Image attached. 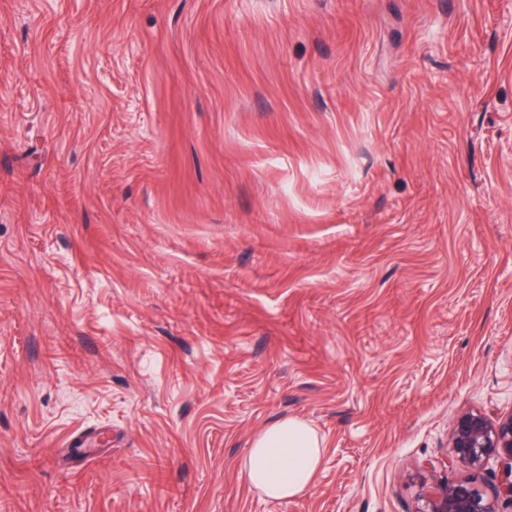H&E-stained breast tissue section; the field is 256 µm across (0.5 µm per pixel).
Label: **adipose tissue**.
<instances>
[{
    "label": "adipose tissue",
    "instance_id": "obj_1",
    "mask_svg": "<svg viewBox=\"0 0 512 512\" xmlns=\"http://www.w3.org/2000/svg\"><path fill=\"white\" fill-rule=\"evenodd\" d=\"M322 454L314 429L302 419L287 417L255 435L244 469L250 484L267 497L294 498L311 484Z\"/></svg>",
    "mask_w": 512,
    "mask_h": 512
}]
</instances>
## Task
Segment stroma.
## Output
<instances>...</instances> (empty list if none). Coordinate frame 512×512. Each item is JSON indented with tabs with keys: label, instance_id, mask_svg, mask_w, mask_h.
<instances>
[{
	"label": "stroma",
	"instance_id": "obj_1",
	"mask_svg": "<svg viewBox=\"0 0 512 512\" xmlns=\"http://www.w3.org/2000/svg\"><path fill=\"white\" fill-rule=\"evenodd\" d=\"M467 410L512 414V0H0V512H410ZM322 454L314 429L302 419L287 417L255 435L243 464L253 487L271 499H288L309 487Z\"/></svg>",
	"mask_w": 512,
	"mask_h": 512
}]
</instances>
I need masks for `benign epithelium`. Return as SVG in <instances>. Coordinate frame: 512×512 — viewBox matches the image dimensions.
<instances>
[{
  "label": "benign epithelium",
  "instance_id": "7a95c632",
  "mask_svg": "<svg viewBox=\"0 0 512 512\" xmlns=\"http://www.w3.org/2000/svg\"><path fill=\"white\" fill-rule=\"evenodd\" d=\"M491 456L501 463L494 482L452 478L459 468H481ZM412 481L418 485L413 512H501L500 504L512 503V415L494 420L482 411L462 413L448 455L419 463Z\"/></svg>",
  "mask_w": 512,
  "mask_h": 512
}]
</instances>
